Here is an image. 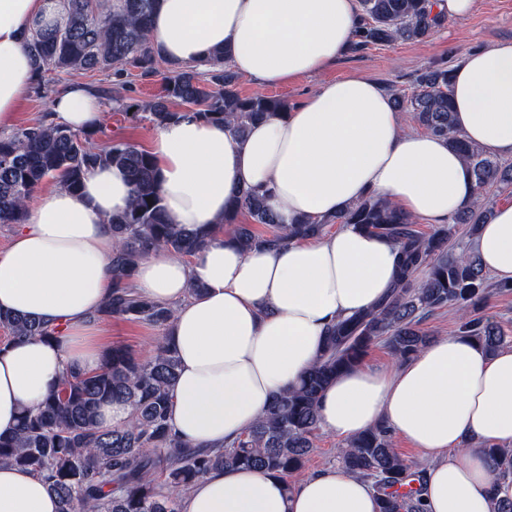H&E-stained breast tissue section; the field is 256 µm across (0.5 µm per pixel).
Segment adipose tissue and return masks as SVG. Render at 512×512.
Instances as JSON below:
<instances>
[{
  "instance_id": "ef3b65f1",
  "label": "adipose tissue",
  "mask_w": 512,
  "mask_h": 512,
  "mask_svg": "<svg viewBox=\"0 0 512 512\" xmlns=\"http://www.w3.org/2000/svg\"><path fill=\"white\" fill-rule=\"evenodd\" d=\"M53 0H0V133L35 84L26 41L59 22ZM358 0H158L150 40L170 63H203L218 48L241 76L277 87L334 64L352 45ZM457 128L471 144L512 156V41L467 54L454 71ZM102 101L83 84L53 99L52 119L98 128ZM162 204L179 228L210 230L193 258L156 251L129 284L170 305L167 344L178 359L170 423L182 440L220 448L257 421L317 360L337 318L371 307L395 280L396 247L353 225L277 249L243 251L221 225L242 188H267L282 223L319 220L367 194L441 224L476 197L462 160L433 135L407 130L391 96L351 77L320 84L242 138L190 111L148 143ZM125 170H91L79 191L35 190L26 220L0 251V312L56 328L49 341L0 348V434L14 431L74 371L98 369L105 347L93 318L112 292L108 219L132 199ZM483 267L512 281V205L497 208L475 241ZM202 285L191 294V285ZM320 426L353 438L378 422L422 450L427 512H493L484 449L512 450V347L489 354L463 336H438L413 358L340 374L320 404ZM180 512H379L364 480L334 467L287 485L256 469H219L179 493ZM47 484L0 464V512H58Z\"/></svg>"
}]
</instances>
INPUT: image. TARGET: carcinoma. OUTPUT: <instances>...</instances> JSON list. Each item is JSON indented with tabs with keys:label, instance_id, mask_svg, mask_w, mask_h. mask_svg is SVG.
I'll return each instance as SVG.
<instances>
[{
	"label": "carcinoma",
	"instance_id": "1",
	"mask_svg": "<svg viewBox=\"0 0 512 512\" xmlns=\"http://www.w3.org/2000/svg\"><path fill=\"white\" fill-rule=\"evenodd\" d=\"M156 4L157 0H112L110 4L62 0L63 22L34 30L27 41L39 74L36 93L45 88L43 77L48 71H110L119 84L128 66L145 78L160 75L163 57L149 40ZM359 5L357 48L422 41L448 22L443 12L435 10L436 0H359ZM228 56L224 48L212 52L204 62L205 81L196 67H177L163 76V96L127 117L162 126L178 116L168 106L170 101L177 102L242 138L252 124L287 109L288 102L282 98L241 95L236 73L226 68ZM452 73L446 66L426 68L409 92L393 95L395 108L460 153L477 188L511 189L512 163L470 146L456 128ZM96 135L53 123L49 111L32 126L0 134V224L23 223L32 192L49 179L77 191L86 174L98 166L125 169L133 199L127 210L112 216L116 283L100 317L167 329L172 308L134 293L123 282L152 250L195 256L209 232H189L172 224L146 150L118 139L98 145ZM269 196L268 190L246 189L229 202L224 223L233 224L246 213L253 223L266 227L262 234L245 224L233 229L243 249L275 248L288 239L319 236L331 224H355L394 242L399 270L394 287L371 309L327 327L321 354L298 385L276 396L256 423L222 451L190 445L172 433L169 409L178 362L162 336L148 360L114 346L99 370L65 377L39 405L23 410L13 434L0 435V462L24 467L44 480L58 498L59 512H179L175 492L189 489L218 468L255 467L288 479L301 470L313 448L328 384L359 366L378 342L401 361L416 355L427 342L419 324L437 309L458 307L459 334L472 338L488 353L503 346L501 328L483 314V307L493 292L511 293L512 284L491 283L473 248L456 254L451 247L454 225H468L473 241L481 225L490 220L492 211L481 198L426 236L416 229L415 219L386 195L370 194L333 217L303 218L290 225L280 223L269 207ZM421 270L425 271L422 279L418 278ZM0 328L3 343L46 340L56 334L33 318L2 313ZM111 401L127 406L129 416L121 424L105 427L100 410ZM485 454L495 485H512V451L489 447ZM341 458L346 471L371 483L379 512H423L417 497L401 491L406 478L417 471L392 448L391 430L385 423L349 440Z\"/></svg>",
	"mask_w": 512,
	"mask_h": 512
}]
</instances>
